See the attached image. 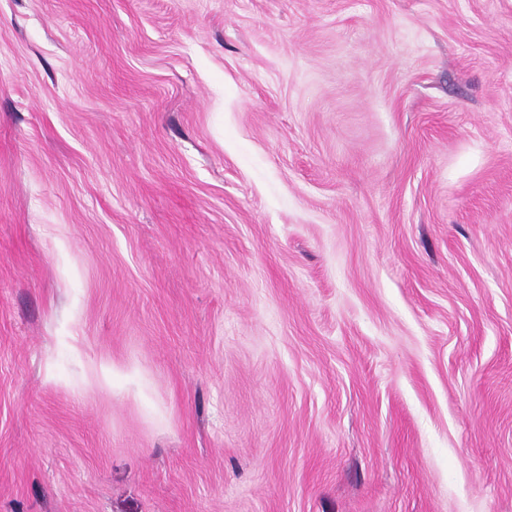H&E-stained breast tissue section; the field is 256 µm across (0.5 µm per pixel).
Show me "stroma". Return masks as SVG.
Returning <instances> with one entry per match:
<instances>
[{
  "mask_svg": "<svg viewBox=\"0 0 512 512\" xmlns=\"http://www.w3.org/2000/svg\"><path fill=\"white\" fill-rule=\"evenodd\" d=\"M0 512H512V0H0Z\"/></svg>",
  "mask_w": 512,
  "mask_h": 512,
  "instance_id": "1",
  "label": "stroma"
}]
</instances>
